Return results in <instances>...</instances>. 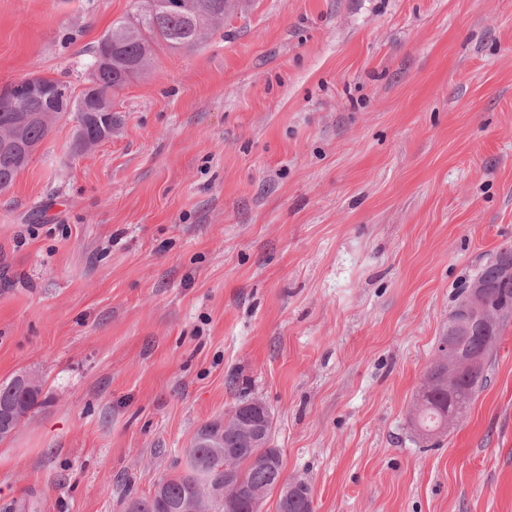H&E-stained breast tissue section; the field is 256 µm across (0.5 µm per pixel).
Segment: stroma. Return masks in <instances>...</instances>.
Returning <instances> with one entry per match:
<instances>
[{"instance_id":"1","label":"stroma","mask_w":512,"mask_h":512,"mask_svg":"<svg viewBox=\"0 0 512 512\" xmlns=\"http://www.w3.org/2000/svg\"><path fill=\"white\" fill-rule=\"evenodd\" d=\"M135 0H0V86L85 84ZM75 154L0 192V507L123 512L262 399L315 512H512V324L447 434L410 418L459 287L512 245V0H245ZM19 375L0 382V407L7 405L11 408H17L19 411L24 412V415H27L37 405L43 386L38 379L39 385L37 387H26L21 383ZM11 408L0 409V423L2 421L3 425L5 423L10 428L9 436L18 430L24 418V416L17 414Z\"/></svg>"}]
</instances>
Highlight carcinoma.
<instances>
[{
  "label": "carcinoma",
  "instance_id": "cac0c4a2",
  "mask_svg": "<svg viewBox=\"0 0 512 512\" xmlns=\"http://www.w3.org/2000/svg\"><path fill=\"white\" fill-rule=\"evenodd\" d=\"M237 0H140L135 14L112 22V26L98 41L89 68L87 82L97 86V92L107 95L122 88L130 79L142 73L155 59L156 50H191L197 47L216 24L224 20ZM112 39V64L102 66L103 40ZM45 84L54 87L57 99L48 103L40 96L22 100L30 112L49 115L46 121L25 126L12 154L0 153V191L8 189L22 170L19 157L31 155L49 134L56 118L65 112L76 121L72 148L77 154L89 142L103 141L112 134L91 112L83 111L85 91L75 92L71 85L51 76H44ZM512 266V246L497 250L477 271L474 280L484 285L488 304L498 306L512 303V280L502 271ZM507 319L490 318L481 322L478 331L459 332L453 337L443 334L438 342L450 341L454 356L464 362L483 359L477 366L448 369V357L433 356L424 381L416 393L415 412L411 418L414 429L422 435L440 437L448 431V411L461 415L466 412L476 395L486 386L488 371ZM42 393V386L27 387L15 375L0 382V407L5 405L24 413L33 409ZM265 428V437L246 443L240 426H228L224 431L212 428L210 437L203 436L205 427L195 432L186 451V468L176 476L160 480L153 493L131 499L124 504V512H176L196 507L198 486L205 482L210 489L206 509H219L218 494L224 489V470L221 469L224 449L236 448L234 467L240 484L248 495L239 504V512H251L253 501L264 503L266 496L279 491L278 512H314L313 497L308 483L282 478L283 458L280 449L271 445L273 418L270 410L256 414Z\"/></svg>",
  "mask_w": 512,
  "mask_h": 512
}]
</instances>
